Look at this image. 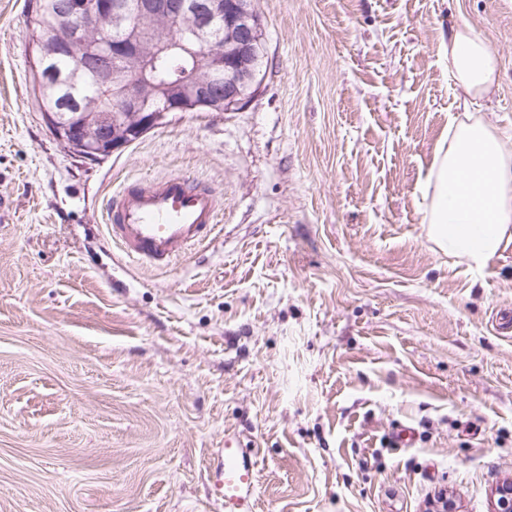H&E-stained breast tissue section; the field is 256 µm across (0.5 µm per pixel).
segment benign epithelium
<instances>
[{
    "label": "benign epithelium",
    "instance_id": "benign-epithelium-1",
    "mask_svg": "<svg viewBox=\"0 0 512 512\" xmlns=\"http://www.w3.org/2000/svg\"><path fill=\"white\" fill-rule=\"evenodd\" d=\"M104 20L119 35L109 42L92 39ZM162 20L166 30L154 22ZM66 51H79L95 63L100 85L112 107L76 112L63 123L47 104V80L36 69L44 117L56 138L73 153L100 159L120 152L159 125L170 112L224 110L244 104L255 93L254 66L261 21L253 0H68L59 16ZM180 48L191 69L157 90L161 105H151L149 69ZM492 512H512V478L493 491Z\"/></svg>",
    "mask_w": 512,
    "mask_h": 512
}]
</instances>
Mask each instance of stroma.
Listing matches in <instances>:
<instances>
[{
    "label": "stroma",
    "instance_id": "1",
    "mask_svg": "<svg viewBox=\"0 0 512 512\" xmlns=\"http://www.w3.org/2000/svg\"><path fill=\"white\" fill-rule=\"evenodd\" d=\"M254 7L248 102L95 162L45 121L28 0H0V512H224L228 436L259 458L257 512H491L512 478V246L469 268L420 213L457 23L497 53L478 110L512 146V0ZM172 173L222 198L221 231L133 264L107 202Z\"/></svg>",
    "mask_w": 512,
    "mask_h": 512
}]
</instances>
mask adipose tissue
<instances>
[{"instance_id": "1", "label": "adipose tissue", "mask_w": 512, "mask_h": 512, "mask_svg": "<svg viewBox=\"0 0 512 512\" xmlns=\"http://www.w3.org/2000/svg\"><path fill=\"white\" fill-rule=\"evenodd\" d=\"M439 53L462 104L434 152L422 189L426 235L449 256L483 269L512 245V147L472 107L493 94L498 59L468 24Z\"/></svg>"}]
</instances>
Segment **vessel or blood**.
<instances>
[{"label":"vessel or blood","mask_w":512,"mask_h":512,"mask_svg":"<svg viewBox=\"0 0 512 512\" xmlns=\"http://www.w3.org/2000/svg\"><path fill=\"white\" fill-rule=\"evenodd\" d=\"M222 202L196 178L173 173L126 181L107 204L114 244L130 261L166 268L188 250L210 240ZM215 492L224 512H256L258 460L225 438Z\"/></svg>","instance_id":"b4317fda"}]
</instances>
